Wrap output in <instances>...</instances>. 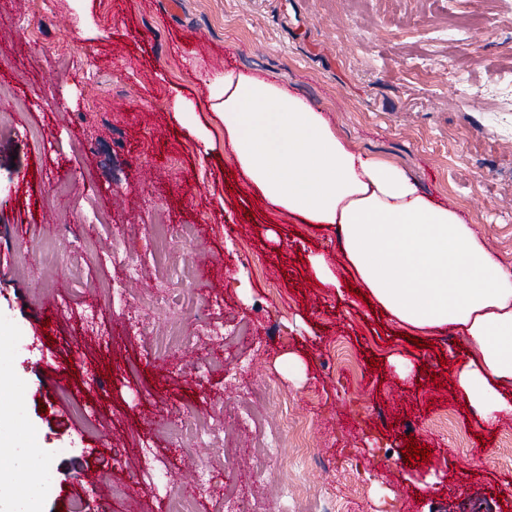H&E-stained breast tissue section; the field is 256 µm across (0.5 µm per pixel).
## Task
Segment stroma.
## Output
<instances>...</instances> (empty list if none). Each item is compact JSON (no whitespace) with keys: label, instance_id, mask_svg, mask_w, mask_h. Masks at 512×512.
<instances>
[{"label":"stroma","instance_id":"obj_1","mask_svg":"<svg viewBox=\"0 0 512 512\" xmlns=\"http://www.w3.org/2000/svg\"><path fill=\"white\" fill-rule=\"evenodd\" d=\"M471 11L459 41L451 27ZM228 68L303 97L512 266V112L448 82L512 75V0H0V374L17 381L12 439L48 461L41 512H123L130 495L167 512L175 494L224 512L226 486L250 512H320L329 496L340 512H512V419L484 423L451 383L475 347L451 329L405 339L343 265L335 225L256 196L210 108ZM158 223L195 234L158 253ZM118 239L134 275L110 260ZM313 254L339 286L315 279ZM162 284L186 334L204 319L239 334L159 354ZM58 369L70 383L45 398ZM174 415L224 431L188 445L159 428ZM410 443L430 457L404 460ZM147 455L163 481L124 464ZM88 469L101 487L81 485Z\"/></svg>","mask_w":512,"mask_h":512}]
</instances>
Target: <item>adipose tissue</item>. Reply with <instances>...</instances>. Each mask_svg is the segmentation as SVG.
<instances>
[{
  "label": "adipose tissue",
  "mask_w": 512,
  "mask_h": 512,
  "mask_svg": "<svg viewBox=\"0 0 512 512\" xmlns=\"http://www.w3.org/2000/svg\"><path fill=\"white\" fill-rule=\"evenodd\" d=\"M210 100L224 152L256 194L304 223L335 225L343 258L393 321L467 336L477 356L456 370L455 387L484 422L512 416V268L456 210L392 161L356 153L286 86L228 69ZM43 467L30 448L0 454V512H37L27 482Z\"/></svg>",
  "instance_id": "ef3b65f1"
}]
</instances>
